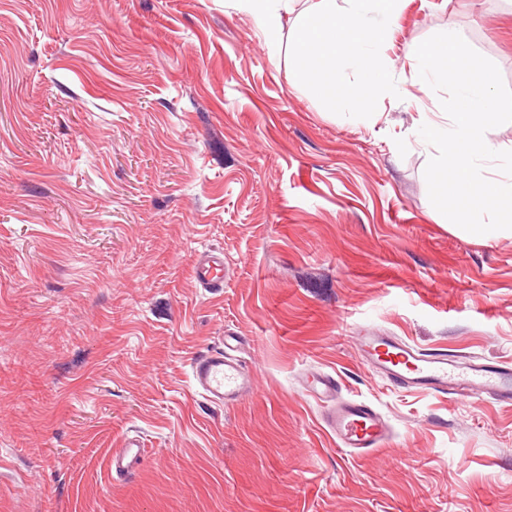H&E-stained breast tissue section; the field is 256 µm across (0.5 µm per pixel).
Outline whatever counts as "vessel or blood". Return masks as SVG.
I'll return each instance as SVG.
<instances>
[{"label":"vessel or blood","instance_id":"b4317fda","mask_svg":"<svg viewBox=\"0 0 512 512\" xmlns=\"http://www.w3.org/2000/svg\"><path fill=\"white\" fill-rule=\"evenodd\" d=\"M193 274L204 287H223V257L212 253L199 258ZM358 344L365 364L393 385L462 397L486 394L512 403V368L457 355L430 354L402 339L368 329L362 331ZM191 376L196 392L221 406L236 402L254 386L251 371L224 350L196 356ZM307 390L325 404L323 422L337 447L362 454L386 445L391 430L385 419L366 402L340 398L335 377L319 374ZM144 458L139 440L125 438L112 450V471L118 476L129 475L139 469Z\"/></svg>","mask_w":512,"mask_h":512}]
</instances>
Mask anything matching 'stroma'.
Masks as SVG:
<instances>
[{
	"label": "stroma",
	"mask_w": 512,
	"mask_h": 512,
	"mask_svg": "<svg viewBox=\"0 0 512 512\" xmlns=\"http://www.w3.org/2000/svg\"><path fill=\"white\" fill-rule=\"evenodd\" d=\"M452 20L512 87V0H404L398 93L355 119L293 84L295 14L0 0V512H512V405L393 386L353 340L512 367V233L449 227L424 176L447 115L410 71ZM228 336L254 392L222 407L190 364ZM316 373L385 447L337 449ZM193 274L206 288H223L224 258L213 253L199 258L193 266ZM145 452L139 440L127 437L112 450V474L117 476L129 475L142 465Z\"/></svg>",
	"instance_id": "stroma-1"
}]
</instances>
